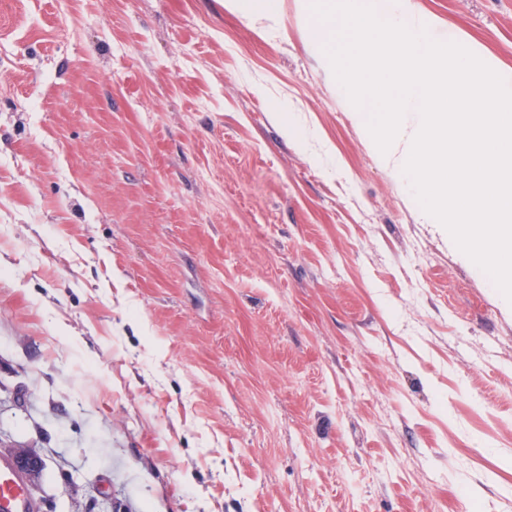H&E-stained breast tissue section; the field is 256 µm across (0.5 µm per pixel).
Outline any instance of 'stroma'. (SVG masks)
Masks as SVG:
<instances>
[{
	"label": "stroma",
	"mask_w": 512,
	"mask_h": 512,
	"mask_svg": "<svg viewBox=\"0 0 512 512\" xmlns=\"http://www.w3.org/2000/svg\"><path fill=\"white\" fill-rule=\"evenodd\" d=\"M415 3L512 67V0ZM17 448L41 512H512V305L295 0H0ZM280 0H225L224 8L243 14L261 13L268 19L278 15Z\"/></svg>",
	"instance_id": "obj_1"
}]
</instances>
